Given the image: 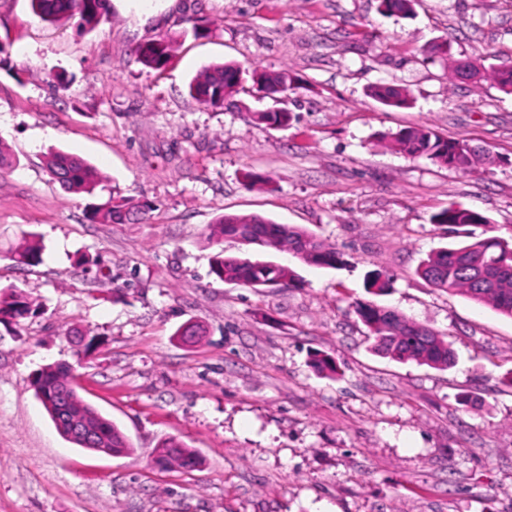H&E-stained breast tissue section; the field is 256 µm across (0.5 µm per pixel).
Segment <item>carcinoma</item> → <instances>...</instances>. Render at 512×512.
<instances>
[{"label": "carcinoma", "mask_w": 512, "mask_h": 512, "mask_svg": "<svg viewBox=\"0 0 512 512\" xmlns=\"http://www.w3.org/2000/svg\"><path fill=\"white\" fill-rule=\"evenodd\" d=\"M415 0H381V12L386 16H410ZM32 11L41 20L50 23L78 19V26L94 23L104 13V0H30ZM172 47L169 38L160 37L137 47L138 62L153 70L164 69L170 61ZM240 69L234 63L213 64L204 69L189 84V93L212 108H222L239 92ZM489 78L495 87L512 94V70L490 68ZM369 95L380 103L396 108L411 105L408 89L389 85H373ZM257 124L283 127L292 120L290 111L257 112ZM388 146L413 157L424 156L449 169L473 174L493 162L490 153L481 146L461 138L443 136L425 127H407L387 135ZM51 174L60 177V184L68 190H90L97 180L96 170L85 161L62 151L54 152L47 160ZM150 210V205L131 206L125 199L95 211V218L106 224H125L137 221ZM432 223L450 228L463 225H487L489 218L479 212L448 207L432 216ZM217 240L239 233L245 245L269 250L292 252L303 263L320 268H337L342 264V253L326 244L311 232L288 224H276L259 215L224 214L217 218ZM14 262L34 265L41 260L39 248L25 244L14 250ZM211 272L220 280L247 288H273L295 279V272L249 256L226 255L219 249L212 256ZM417 273L431 286L467 297L487 305L499 314L512 318V243L488 236L454 247H443L430 254L418 267ZM31 302L21 293L0 291V317L14 320L27 317ZM355 312L367 327L373 339V348L397 361H416L438 370H446L455 363V353L448 342L434 330L422 326L406 316L372 304L360 303ZM33 386L38 399H52L63 386L69 387V403L82 409L94 428L101 448L125 452L131 443L111 420L80 398L71 381L70 369L47 366L34 375ZM160 460L183 467L198 464L197 455L174 439L161 442L157 448Z\"/></svg>", "instance_id": "obj_1"}]
</instances>
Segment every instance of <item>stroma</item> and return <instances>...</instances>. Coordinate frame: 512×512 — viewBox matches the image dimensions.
Wrapping results in <instances>:
<instances>
[{
	"label": "stroma",
	"instance_id": "obj_1",
	"mask_svg": "<svg viewBox=\"0 0 512 512\" xmlns=\"http://www.w3.org/2000/svg\"><path fill=\"white\" fill-rule=\"evenodd\" d=\"M166 36L168 66L136 48ZM0 289L34 309L0 320V512H512V319L431 288L433 251L489 233L512 240V95L449 65L512 60V0H419L388 17L379 0H109L89 31L0 0ZM447 56L427 57L435 44ZM241 67L242 93L215 109L188 84L206 66ZM288 71L291 125L254 72ZM407 88L406 108L369 96ZM409 126L488 147L497 162L464 175L386 145ZM86 160L92 192L63 189L51 152ZM268 176L261 187L244 175ZM148 202L138 224H101L111 198ZM460 206L489 230L432 223ZM225 213L306 228L344 263L316 268L289 251L225 254L291 267L294 283L255 291L210 272L209 234ZM43 261L19 266L26 237ZM393 277L383 294L369 274ZM443 334L453 368L375 353L355 302ZM197 344L179 341L186 322ZM335 358V377L310 356ZM62 364L77 391L133 446L113 456L56 430L31 381ZM174 438L197 468L164 467Z\"/></svg>",
	"mask_w": 512,
	"mask_h": 512
}]
</instances>
